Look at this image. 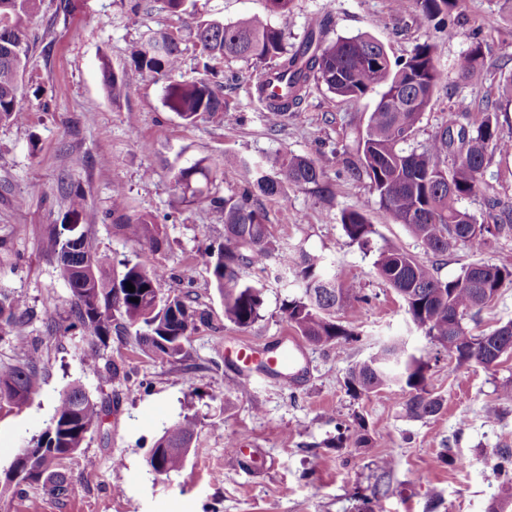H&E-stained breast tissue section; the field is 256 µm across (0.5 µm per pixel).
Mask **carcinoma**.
<instances>
[{"instance_id":"cac0c4a2","label":"carcinoma","mask_w":512,"mask_h":512,"mask_svg":"<svg viewBox=\"0 0 512 512\" xmlns=\"http://www.w3.org/2000/svg\"><path fill=\"white\" fill-rule=\"evenodd\" d=\"M174 14L195 16L197 0H162ZM461 0H416L418 21L443 27ZM39 0H0V123L21 124L19 94L30 61L31 47L26 21ZM330 19L309 25L299 45L288 43L284 29L263 15H249L232 22L202 19L189 31L199 47L204 73L210 61L228 64L253 61L264 64L257 88L271 126L301 111L311 85H323L337 96L358 99L382 88L365 128L352 129L344 167L354 177L366 176L376 194L381 213L405 226L411 236L434 255H446L463 245L483 251L491 238L512 231L511 224L492 226L478 222L462 202L486 186L484 172L494 154H512V139L500 135L493 116L495 103L475 105L461 100L424 145L411 140L440 82L439 47L425 41L404 59H391L384 45L372 36L327 38ZM182 38L157 31L129 48L130 67L142 76L166 78L163 104L190 123L203 116L228 111L224 96L205 77L173 80L182 65ZM484 67L480 46L458 57V79L472 82ZM106 83L112 100H119L129 86L128 69L109 70ZM241 167L254 188L266 196L283 195L286 186L313 185L320 196H332L325 172L304 156L285 155L256 166L243 158ZM211 167L202 159L175 174L183 199L206 202L224 221V242L209 246L202 259L209 267L224 305V319L246 328L260 318L264 299L261 288L242 280V269L262 266L277 254L280 276L293 274L301 293L283 300L282 311L290 326L308 343L338 349L359 340L352 323L336 319V312L369 302L348 279L322 274L321 260L301 251L275 252L264 211L249 198L219 197L211 192ZM340 223L345 237L368 245L375 227L362 210H345ZM122 235L140 246L157 250L163 244L160 228L150 219L127 218L117 225ZM47 256L70 290L67 323L50 328L49 339L77 332L84 355L99 356L100 346L112 336V311L119 312L135 328L138 350L159 363H179L185 358V342L196 321L206 318L187 301V295L162 291L166 272L126 259L118 279L106 277L86 231L69 242L55 225L45 229ZM376 275L393 288L405 304L410 322L429 340L448 350L456 364H477L486 369L512 353V322L488 334L473 336L466 320L474 318L512 284V267L474 263L448 280L438 277L434 265L395 246L380 249L373 262ZM132 283L135 291L127 290ZM139 302H133V299ZM32 310L18 297L0 290V335L11 338L16 359L0 367V411L21 409L40 390L44 341L29 334ZM429 362L409 352L400 338L380 345L369 358L352 364L345 387L354 397L395 388L408 415L423 419L437 415L442 400L429 385ZM110 413L84 386L71 384L61 395L52 418L15 457L24 475L0 480V499L24 497L42 488L56 499L69 496L71 476L66 461L83 448L89 433L99 429ZM197 420L185 415L166 427L146 462L150 471L166 475L183 468L197 434Z\"/></svg>"}]
</instances>
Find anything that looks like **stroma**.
<instances>
[{"label": "stroma", "instance_id": "1", "mask_svg": "<svg viewBox=\"0 0 512 512\" xmlns=\"http://www.w3.org/2000/svg\"><path fill=\"white\" fill-rule=\"evenodd\" d=\"M203 18L233 21L250 14L268 16L299 41L313 18L329 15L331 37L367 34L391 56H407L418 43L440 45L441 82L415 135L425 144L460 98L489 99L499 105L498 127L512 136V96L503 89L512 74V17L499 0H462L454 36L433 26L415 25V0L401 17L389 0H296L285 16L270 12L268 0H199ZM138 20H131V12ZM195 20L164 9L161 0H41L28 22L32 56L19 105L24 126L0 123V289L33 308L30 333L46 336L47 326L66 318L70 291L58 279L42 245L50 224H77L91 237L100 265L112 278L132 259L165 269L166 288L190 292L208 314L190 336L186 351L195 372L141 355L134 330L114 317V332L97 359L83 355L80 339L50 344L38 395L22 409L0 414V475L17 451L42 431L63 391L82 384L110 413L88 435L82 451L66 464L73 492L58 500L44 491L0 501V512H360L371 499L374 512H488L503 502L512 512V477L493 468L494 458L512 450V354L486 369L456 367L409 321L402 300L374 273L383 246L396 245L427 259L421 242L403 225L381 218L368 179L348 176L341 164L351 130L365 126L376 93L350 100L324 86H311L300 112L269 127L255 95L259 64L213 61L214 80L229 112L186 124L163 105L164 81L131 74L128 94L113 100L104 67L121 68L129 46L145 34L166 30L182 35L180 74L196 76L199 53L187 33ZM481 44V82H461L455 63L472 44ZM301 155L322 168L334 195L322 199L311 187H288L286 198L250 192L264 210L278 249L321 257L322 269L354 281L371 298L353 320L359 342L344 350L300 345L293 374L254 378L251 391L233 396L239 377L230 364L238 345L260 349L294 339L281 304L296 282L266 268L243 269L244 279L262 285L260 318L239 328L225 321L212 275L201 259L209 245L223 241L224 226L204 203L184 202L175 173L207 159L216 169L212 190L238 195L248 180L238 160ZM80 188L85 210L76 216L60 183ZM126 192L128 217L147 216L162 226L159 251L127 241L112 213V188ZM248 191V190H247ZM363 210L377 233L368 246L345 238L342 211ZM477 261L512 266V234L484 251L462 247L438 258L442 279L458 276ZM431 366L430 388L443 401L439 414L409 417L390 389L353 397L344 386L348 366L376 352L391 338ZM225 349H218L217 341ZM117 375L104 379L105 364ZM231 394L223 403V394ZM499 415L486 416L488 406ZM195 416L198 434L185 466L155 475L146 457L164 428ZM374 445H355L359 428ZM238 441L239 455L227 444ZM454 464H446L445 456Z\"/></svg>", "mask_w": 512, "mask_h": 512}]
</instances>
